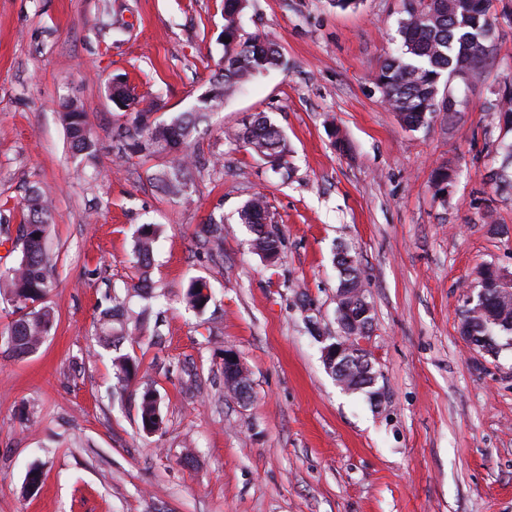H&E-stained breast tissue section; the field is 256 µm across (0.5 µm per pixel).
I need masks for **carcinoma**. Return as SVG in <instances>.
<instances>
[{
	"label": "carcinoma",
	"mask_w": 512,
	"mask_h": 512,
	"mask_svg": "<svg viewBox=\"0 0 512 512\" xmlns=\"http://www.w3.org/2000/svg\"><path fill=\"white\" fill-rule=\"evenodd\" d=\"M250 0H224V68L210 79L211 96L199 101L190 111L169 120L156 116L157 102H149L127 92H117L131 111L122 113L131 130L118 159L132 160L148 166V179L164 195L189 199L193 182L191 166L196 153L191 136L197 126L208 120L224 100L254 77L283 67V57L276 43L260 33L244 30L241 19ZM493 0H402L397 34L400 49L383 60L374 80L386 107L396 113L400 123L410 131L430 124L441 114L450 118L448 97L454 95L453 82L468 85L481 79L489 65V44L494 27L491 12ZM62 121L67 139L75 154L92 159L96 142L87 115L78 106L61 104ZM489 111L498 113L506 132L512 131V79L499 86ZM229 141L288 170V142L279 128L261 114L240 130L225 134ZM501 163L497 174L487 179L494 192L512 193V142L501 137L497 149ZM453 174L444 165L432 170L434 195L442 196ZM51 207L42 193L34 188L26 199L25 213L16 231L0 224L5 240L21 246V256L9 267L0 268V292L4 291L18 317L0 332V353L12 358L28 356L39 348L56 321L55 312L46 297L53 286L51 266L46 252V227L51 222ZM239 223L253 234L254 249L267 260L280 254L279 238L268 229L269 204L260 193L249 198L238 212ZM157 230L143 224L137 231L134 246L135 264L145 270L152 261ZM340 288L361 287V271L357 259L348 251L336 254ZM202 280L189 283L184 292L186 304L202 311L210 297L201 293ZM151 296L147 280L140 278L126 289V295L113 293L106 297L108 305L99 311L98 344L111 352L120 348L129 335L128 325L141 323L143 313L130 306V298ZM465 326L475 343L486 335L512 340V306L491 304L467 318ZM118 389L123 391L137 376L140 363L127 354L111 357ZM142 430L156 432L162 422L156 393L146 388L138 404Z\"/></svg>",
	"instance_id": "obj_1"
}]
</instances>
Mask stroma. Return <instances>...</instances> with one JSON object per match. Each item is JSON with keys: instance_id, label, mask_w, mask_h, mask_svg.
I'll list each match as a JSON object with an SVG mask.
<instances>
[{"instance_id": "stroma-1", "label": "stroma", "mask_w": 512, "mask_h": 512, "mask_svg": "<svg viewBox=\"0 0 512 512\" xmlns=\"http://www.w3.org/2000/svg\"><path fill=\"white\" fill-rule=\"evenodd\" d=\"M399 11L400 0H251L245 30L277 42L288 67L198 127L186 205L144 167H117L108 86L121 73L137 95H161L165 116L190 108L224 54L222 0H0V222H20L30 188L49 200L57 316L37 352L0 356V512H512V347L494 359L458 330L479 269L512 273V196L485 182L498 136L486 105L512 77V23L499 22L483 78L455 84L456 116L409 131L374 85ZM67 100L88 115L93 160L69 148ZM259 112L288 139V181L224 138ZM443 163L457 176L439 199L430 176ZM257 192L282 242L273 263L238 222ZM212 218L223 242L201 231ZM143 224L158 228L156 321L124 341L141 369L118 397L96 353L97 304L136 281ZM341 247L374 306L375 405L321 357ZM194 279L212 294L201 313L182 300ZM228 347L250 373L249 401L224 387ZM146 386L163 417L153 435L139 426Z\"/></svg>"}]
</instances>
